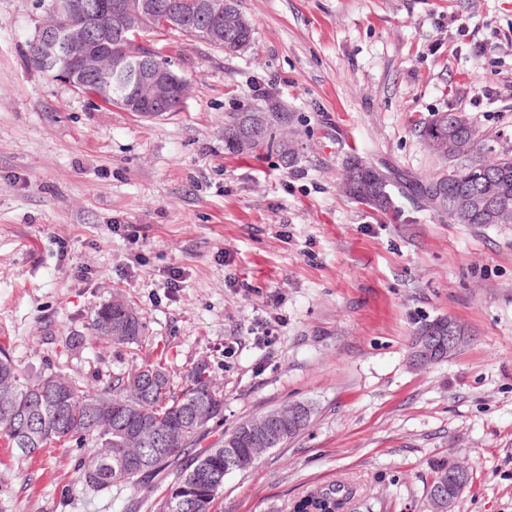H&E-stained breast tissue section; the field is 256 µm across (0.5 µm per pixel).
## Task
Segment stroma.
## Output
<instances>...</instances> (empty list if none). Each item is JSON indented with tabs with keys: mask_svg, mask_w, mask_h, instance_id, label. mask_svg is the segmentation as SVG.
Segmentation results:
<instances>
[{
	"mask_svg": "<svg viewBox=\"0 0 512 512\" xmlns=\"http://www.w3.org/2000/svg\"><path fill=\"white\" fill-rule=\"evenodd\" d=\"M252 44L150 33L194 85L144 120L32 68L41 0H0V347L87 382L203 361L225 431L296 401L308 427L224 479L212 512H289L336 483L347 512H427L433 461L471 479L453 512H512V224H457L413 183L447 175L421 135L473 124L475 156L512 154V0H236ZM275 110V144L224 148L236 112ZM358 155L387 175L380 213L340 187ZM122 294L141 345L89 344ZM449 316L453 359L408 363L412 331ZM85 452L0 455V512H155L173 478L93 492Z\"/></svg>",
	"mask_w": 512,
	"mask_h": 512,
	"instance_id": "stroma-1",
	"label": "stroma"
}]
</instances>
